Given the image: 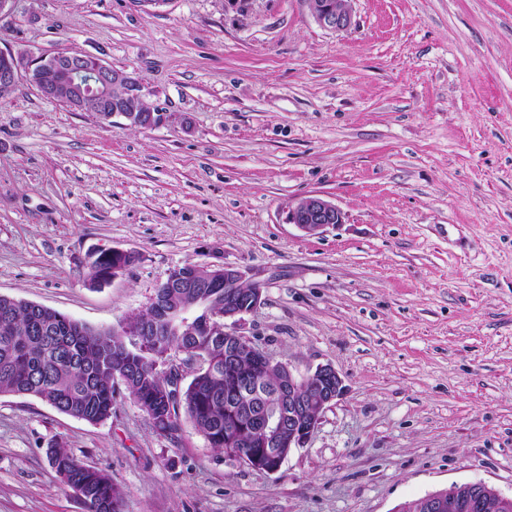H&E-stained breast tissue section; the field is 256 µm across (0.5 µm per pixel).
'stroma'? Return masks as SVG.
Returning <instances> with one entry per match:
<instances>
[{"label": "stroma", "instance_id": "stroma-1", "mask_svg": "<svg viewBox=\"0 0 512 512\" xmlns=\"http://www.w3.org/2000/svg\"><path fill=\"white\" fill-rule=\"evenodd\" d=\"M14 0L0 49L137 73L151 128L26 80L0 94V295L109 329L174 267L231 264L262 303L237 331L342 395L267 473L127 391L91 424L0 395V512H82L46 452L111 475L125 512H393L482 481L512 495V0ZM342 223H289L302 197ZM137 261L88 283L90 252ZM336 6L329 0H305L316 22L335 32L346 31L352 26V12L346 6L347 0H336Z\"/></svg>", "mask_w": 512, "mask_h": 512}]
</instances>
